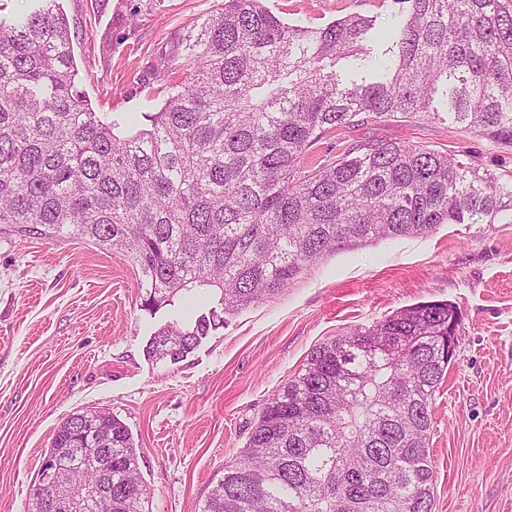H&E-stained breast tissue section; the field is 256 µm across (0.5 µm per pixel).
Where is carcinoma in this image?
<instances>
[{
    "mask_svg": "<svg viewBox=\"0 0 512 512\" xmlns=\"http://www.w3.org/2000/svg\"><path fill=\"white\" fill-rule=\"evenodd\" d=\"M401 2L379 59L359 15L314 28L262 0H224L163 59L161 73L187 75L132 133L80 90L57 0L0 18V225L123 254L148 311L207 290L211 315L175 319L146 346L177 363L345 245L512 210V184L425 145L361 141L302 170L332 129L437 119L441 107L512 144V0ZM458 319L451 302H422L316 346L200 512H432L430 406ZM105 446L112 512H145L139 453L118 417L68 418L50 454L87 486Z\"/></svg>",
    "mask_w": 512,
    "mask_h": 512,
    "instance_id": "carcinoma-1",
    "label": "carcinoma"
}]
</instances>
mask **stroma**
<instances>
[{
	"instance_id": "stroma-1",
	"label": "stroma",
	"mask_w": 512,
	"mask_h": 512,
	"mask_svg": "<svg viewBox=\"0 0 512 512\" xmlns=\"http://www.w3.org/2000/svg\"><path fill=\"white\" fill-rule=\"evenodd\" d=\"M78 83L94 111L143 125L160 108L156 69L183 28L216 0H59ZM284 22L321 28L357 13L375 28L398 0H263ZM391 139L458 155L512 182V145L446 121L366 124L328 133L314 168L359 141ZM132 263L70 238L0 230V512H29L55 431L104 410L131 430L149 512H199L239 456L266 400L322 342L401 307L447 300L461 312L457 357L431 406L433 512H512V211L494 222L443 224L431 235L343 248L273 298L229 317L181 362L146 354L174 314L148 312Z\"/></svg>"
}]
</instances>
